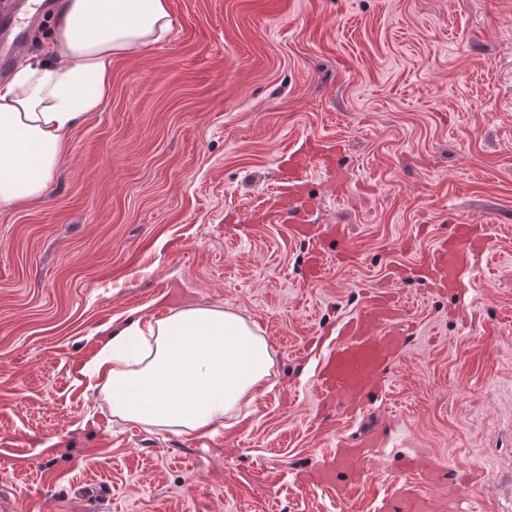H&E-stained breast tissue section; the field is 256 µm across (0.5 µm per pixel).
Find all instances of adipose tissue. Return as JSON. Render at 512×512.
Masks as SVG:
<instances>
[{
  "label": "adipose tissue",
  "mask_w": 512,
  "mask_h": 512,
  "mask_svg": "<svg viewBox=\"0 0 512 512\" xmlns=\"http://www.w3.org/2000/svg\"><path fill=\"white\" fill-rule=\"evenodd\" d=\"M170 29L165 0H66L49 60L0 83V211L43 194L68 132L106 96L113 57ZM272 366L266 340L243 316L193 306L113 328L81 373L113 419L189 435L254 400Z\"/></svg>",
  "instance_id": "ef3b65f1"
}]
</instances>
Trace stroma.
Masks as SVG:
<instances>
[{
	"mask_svg": "<svg viewBox=\"0 0 512 512\" xmlns=\"http://www.w3.org/2000/svg\"><path fill=\"white\" fill-rule=\"evenodd\" d=\"M172 29L112 60L102 106L67 135L44 194L0 212V466L16 512H380L401 460L435 465L447 512H512V0H166ZM307 172L313 224L346 230L320 281L278 161ZM452 224L489 227L463 289L413 274ZM407 344L351 418L316 366L372 292ZM187 305L254 324L273 366L224 424L178 436L113 420L80 369L104 327ZM363 476L292 483L338 444ZM478 469L483 496H460Z\"/></svg>",
	"mask_w": 512,
	"mask_h": 512,
	"instance_id": "stroma-1",
	"label": "stroma"
}]
</instances>
